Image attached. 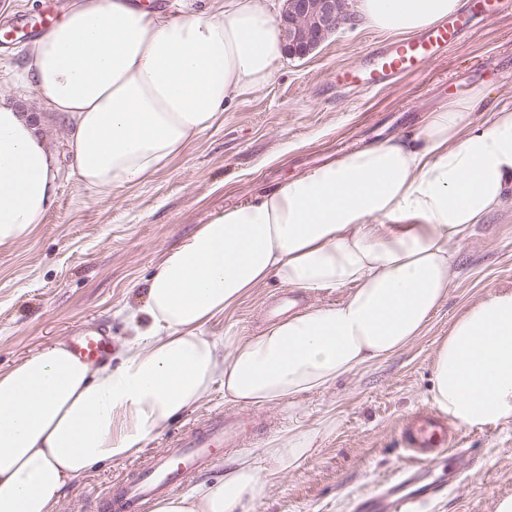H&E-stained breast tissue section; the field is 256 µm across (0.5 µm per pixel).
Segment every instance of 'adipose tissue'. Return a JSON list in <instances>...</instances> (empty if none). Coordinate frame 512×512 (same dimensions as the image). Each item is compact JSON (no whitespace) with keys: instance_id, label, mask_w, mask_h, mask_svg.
Returning a JSON list of instances; mask_svg holds the SVG:
<instances>
[{"instance_id":"obj_1","label":"adipose tissue","mask_w":512,"mask_h":512,"mask_svg":"<svg viewBox=\"0 0 512 512\" xmlns=\"http://www.w3.org/2000/svg\"><path fill=\"white\" fill-rule=\"evenodd\" d=\"M463 0H356L362 26L411 35ZM283 42L269 0H217L166 14L140 0H73L32 42L25 72L63 119L77 174L98 197L152 177L232 104L276 76ZM474 87L419 130L350 152L225 207L167 250L114 361L64 343L0 370V512H58L66 487L207 399L275 406L324 391L421 336L448 295L459 247L512 190V107L469 119ZM55 152L36 119L0 102V248L29 237L53 205ZM345 299L288 315L251 336L207 326L268 279ZM436 407L470 427L512 415V294L491 293L451 324L433 358ZM326 433L265 442L195 493L150 512H246Z\"/></svg>"}]
</instances>
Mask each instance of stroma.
<instances>
[{"mask_svg": "<svg viewBox=\"0 0 512 512\" xmlns=\"http://www.w3.org/2000/svg\"><path fill=\"white\" fill-rule=\"evenodd\" d=\"M388 40V34L352 25L308 56L284 58L268 86L224 112L181 157L144 183L105 198L94 196L75 173L65 123L45 119L59 185L32 235L0 249V369L40 346L68 341L86 326L110 329L112 347L120 349L129 338L122 314L141 304L153 265L224 207L351 151L416 131L427 112L473 86H486L489 107L512 104V13L478 22L420 77L370 89L335 84L337 68L364 66ZM31 42L18 33L0 46V99L24 112L40 109L19 80ZM284 292L268 280L215 319L208 335L262 330L269 320L261 309ZM490 292H512V194L460 248L448 296L422 336L322 392L291 404L251 407L258 425L242 450L229 451L222 465L189 479L184 492L222 478L240 451L291 429L326 424L330 431L314 454L268 485L250 512H352L408 463L398 430L412 413L433 406L435 350L452 322ZM241 410L225 402L223 387H215L205 402L151 435L143 451H160L168 437L211 414ZM461 436L472 468L456 484L448 464L437 467L453 487L421 512H495L501 499L512 497V416L462 428ZM137 463L132 456L95 467L66 489L60 512H97L99 498Z\"/></svg>", "mask_w": 512, "mask_h": 512, "instance_id": "1", "label": "stroma"}]
</instances>
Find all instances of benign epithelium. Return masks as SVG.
Segmentation results:
<instances>
[{
    "mask_svg": "<svg viewBox=\"0 0 512 512\" xmlns=\"http://www.w3.org/2000/svg\"><path fill=\"white\" fill-rule=\"evenodd\" d=\"M344 0H285L277 18L284 52L292 57L311 53L345 20Z\"/></svg>",
    "mask_w": 512,
    "mask_h": 512,
    "instance_id": "benign-epithelium-1",
    "label": "benign epithelium"
}]
</instances>
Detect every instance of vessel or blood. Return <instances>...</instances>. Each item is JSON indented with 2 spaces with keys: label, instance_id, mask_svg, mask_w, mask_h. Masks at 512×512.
<instances>
[{
  "label": "vessel or blood",
  "instance_id": "obj_1",
  "mask_svg": "<svg viewBox=\"0 0 512 512\" xmlns=\"http://www.w3.org/2000/svg\"><path fill=\"white\" fill-rule=\"evenodd\" d=\"M509 7L512 0H469L466 10L412 38L377 49L367 66L338 70L336 80L341 84L359 81L372 88L398 76L420 74L458 44L478 14ZM69 348L80 360L96 362L109 353L112 338L103 328H86L72 337ZM252 425L247 417L218 415L173 438L134 474L113 484L110 495L99 503L101 512H143L148 502L171 495L195 473L222 462L227 450L241 446ZM459 438L445 418L429 410L415 412L401 427L400 443L418 459V466L381 484L357 504V512H413L420 501L440 493L444 484L433 476L437 463L450 459L460 473L471 468L469 455L457 447Z\"/></svg>",
  "mask_w": 512,
  "mask_h": 512
}]
</instances>
